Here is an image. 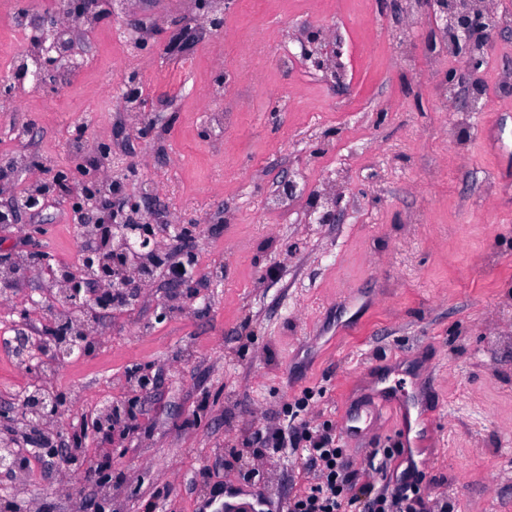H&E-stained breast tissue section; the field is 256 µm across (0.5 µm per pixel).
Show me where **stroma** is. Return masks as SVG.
Instances as JSON below:
<instances>
[{"label":"stroma","instance_id":"obj_1","mask_svg":"<svg viewBox=\"0 0 512 512\" xmlns=\"http://www.w3.org/2000/svg\"><path fill=\"white\" fill-rule=\"evenodd\" d=\"M96 21L77 50L85 66L60 96L19 92L0 110V212L39 184L33 162L67 173L72 192L104 142L127 163L116 208L137 202L166 225L167 254L192 253L195 295L154 274L128 306L96 323L94 347L47 376L80 424L124 407L134 373L150 370L151 394L110 466L112 493L86 482L81 512H200L225 489L260 491L264 512H284L314 482L300 455L257 443L281 428L297 401L330 430L361 483L382 488L373 455L392 470L415 467L422 512H512V0H491L497 29L484 33L475 74L480 111L445 94L452 55L423 0H231L214 37L202 0H85ZM60 19V0H0V79L30 50L12 27ZM154 26L145 49L124 56L110 32ZM336 38L346 66L326 83L311 63H284L297 37ZM136 75L139 120L114 110L118 80ZM221 93H213L215 83ZM224 115V136L207 113ZM28 128L14 140V126ZM87 129L85 151L67 143ZM299 191L273 200L283 177ZM338 196L336 221L309 224L315 200ZM193 219L182 239L173 224ZM81 219L51 195L41 214L0 223V258L38 247L54 265L81 266ZM37 271L0 286L5 315L29 313L47 292ZM399 368L431 390L434 415L420 453L403 451L396 414L360 422L351 409L365 383ZM26 501L69 512L71 476L32 460Z\"/></svg>","mask_w":512,"mask_h":512}]
</instances>
